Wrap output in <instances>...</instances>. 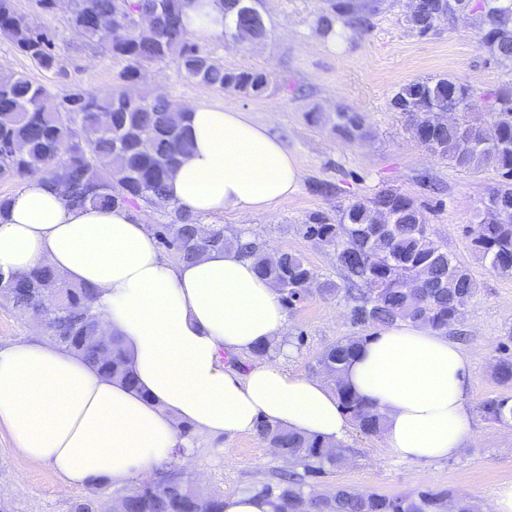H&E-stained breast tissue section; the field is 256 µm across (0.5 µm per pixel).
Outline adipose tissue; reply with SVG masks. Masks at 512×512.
<instances>
[{
	"instance_id": "1",
	"label": "adipose tissue",
	"mask_w": 512,
	"mask_h": 512,
	"mask_svg": "<svg viewBox=\"0 0 512 512\" xmlns=\"http://www.w3.org/2000/svg\"><path fill=\"white\" fill-rule=\"evenodd\" d=\"M194 146L167 181L182 210L266 213L295 194L300 170L268 130L238 111L200 104ZM49 264L98 290L106 335L119 337L138 379L131 389L82 357L35 336L0 348V426L33 465L70 486L125 484L173 462L178 426L207 436L266 420L344 441L350 418L322 381L272 360L242 375L224 354L280 341V292L236 250L183 264L157 248L144 212L68 205L32 178L0 214V270ZM384 417L385 452L429 462L458 455L472 435V357L441 331L400 322L366 336L343 374Z\"/></svg>"
}]
</instances>
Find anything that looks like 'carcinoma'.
<instances>
[{"label":"carcinoma","instance_id":"1","mask_svg":"<svg viewBox=\"0 0 512 512\" xmlns=\"http://www.w3.org/2000/svg\"><path fill=\"white\" fill-rule=\"evenodd\" d=\"M424 12L406 15L407 25L427 35L467 13L480 33V47L501 64L512 65V0H424ZM228 19L224 37L233 44L262 39L266 24L249 17L242 0H216ZM193 0H73L70 24L88 45L106 43L122 64L108 91L80 88L50 92L46 85L16 72H0V179L26 183L33 176L49 181L73 206L110 209L143 201L173 212L170 224L155 228L157 243L171 260H197L214 249H235L253 261L258 274L278 285L290 310L312 294L316 280L300 256L271 253L245 232L228 235L224 225L200 224L169 201L165 182L190 152L186 131L189 109L163 94L131 96L125 85L140 78L147 64L172 60L182 75L218 92L230 90L259 97L270 85L262 70L224 68L211 49L191 40L182 25ZM368 5L356 0H330L317 19L318 31L339 36L336 23L349 17L368 26ZM119 37L105 41L113 26ZM0 38L26 55L44 73L60 69L54 38L19 12L13 0H0ZM391 107L410 117L415 138L461 170L492 166L499 175L489 192L494 197L483 211L473 239L474 250L488 268L512 275V90L495 95L491 119L484 124L467 117L437 129L427 141L424 122L430 114L473 108L471 89L449 77L413 80L402 85ZM338 132L352 138L359 129L356 115L344 113ZM306 238L334 251L342 282L318 281L322 296H339L352 325L389 326L399 321L446 329L462 319L477 293L470 271L432 238L415 202L387 187L374 197L349 204L336 218L316 212L305 225ZM0 299L12 309L51 305L46 335L64 349L82 356L98 371L129 387L135 372L119 338H101V317L94 307L95 289L70 282L56 268L43 264L25 273L0 271ZM363 337L346 336L324 349L317 364L343 410L367 436L383 432V416L351 391L341 373ZM496 381L512 383V355L493 366ZM486 412L502 424L512 422V402L493 400ZM256 437L277 448L288 461L278 480L258 493L274 499V512H479L467 496L420 492L388 496L339 486L327 495L310 483L348 460V448L278 425L261 422ZM178 471L162 473L163 484L146 491L138 485L122 496V512H223L222 498L187 483L172 491Z\"/></svg>","mask_w":512,"mask_h":512}]
</instances>
